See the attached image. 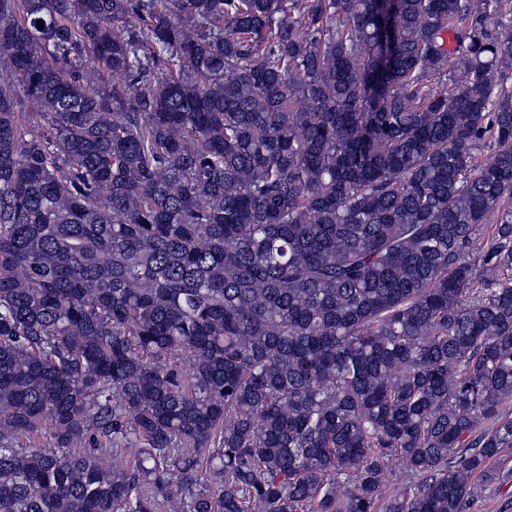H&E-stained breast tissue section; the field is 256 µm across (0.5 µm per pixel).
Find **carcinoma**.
<instances>
[{
  "label": "carcinoma",
  "mask_w": 512,
  "mask_h": 512,
  "mask_svg": "<svg viewBox=\"0 0 512 512\" xmlns=\"http://www.w3.org/2000/svg\"><path fill=\"white\" fill-rule=\"evenodd\" d=\"M511 79L512 0H0V512H473Z\"/></svg>",
  "instance_id": "1"
}]
</instances>
